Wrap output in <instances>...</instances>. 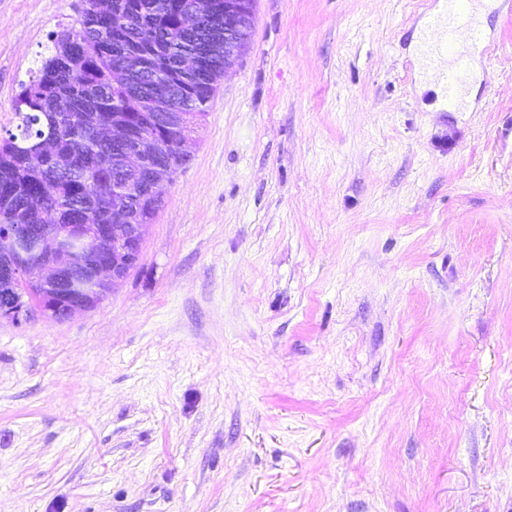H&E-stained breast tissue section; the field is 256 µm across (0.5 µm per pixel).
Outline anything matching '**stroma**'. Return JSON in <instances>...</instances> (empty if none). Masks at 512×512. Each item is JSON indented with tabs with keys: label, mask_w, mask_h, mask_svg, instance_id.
Instances as JSON below:
<instances>
[{
	"label": "stroma",
	"mask_w": 512,
	"mask_h": 512,
	"mask_svg": "<svg viewBox=\"0 0 512 512\" xmlns=\"http://www.w3.org/2000/svg\"><path fill=\"white\" fill-rule=\"evenodd\" d=\"M80 0H0V127ZM255 0L126 281L0 318V512H512V8ZM472 2L448 0L442 12L428 15L425 21L421 54L436 71L448 106L454 105L463 91L466 55L462 42L473 43L478 37Z\"/></svg>",
	"instance_id": "stroma-1"
}]
</instances>
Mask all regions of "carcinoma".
<instances>
[{"label": "carcinoma", "mask_w": 512, "mask_h": 512, "mask_svg": "<svg viewBox=\"0 0 512 512\" xmlns=\"http://www.w3.org/2000/svg\"><path fill=\"white\" fill-rule=\"evenodd\" d=\"M193 0H82L79 27L62 26L49 36L51 54L12 102L15 124L0 129V227L19 224L112 223V207L131 197L139 177L112 168L118 146L82 122L93 115L105 125L137 122L161 144L162 159H178L182 131L163 126L165 112L206 115L223 66H217L190 102L174 98L148 108L144 96L153 83L177 78L183 56L211 50L205 34L177 26ZM43 141L55 144L41 154ZM95 252L83 250L70 270L67 287L88 288L84 270ZM21 255L14 238L0 239V266H16Z\"/></svg>", "instance_id": "carcinoma-1"}]
</instances>
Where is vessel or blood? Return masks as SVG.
Instances as JSON below:
<instances>
[{
	"label": "vessel or blood",
	"mask_w": 512,
	"mask_h": 512,
	"mask_svg": "<svg viewBox=\"0 0 512 512\" xmlns=\"http://www.w3.org/2000/svg\"><path fill=\"white\" fill-rule=\"evenodd\" d=\"M478 37L472 0H448L442 12L428 15L421 54L433 67L448 104L460 98L465 75V44Z\"/></svg>",
	"instance_id": "obj_1"
}]
</instances>
